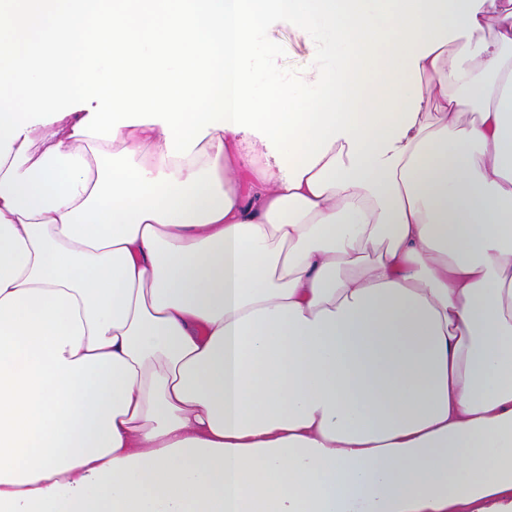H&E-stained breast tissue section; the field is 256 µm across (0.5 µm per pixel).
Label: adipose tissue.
<instances>
[{
	"mask_svg": "<svg viewBox=\"0 0 512 512\" xmlns=\"http://www.w3.org/2000/svg\"><path fill=\"white\" fill-rule=\"evenodd\" d=\"M0 59V512H512V0H0ZM266 38L277 48L273 62L276 74L287 77L299 75L310 65V44L296 30L281 24H273L266 32Z\"/></svg>",
	"mask_w": 512,
	"mask_h": 512,
	"instance_id": "adipose-tissue-1",
	"label": "adipose tissue"
}]
</instances>
